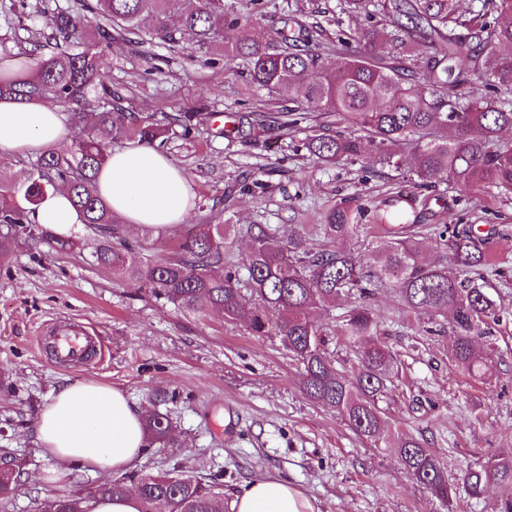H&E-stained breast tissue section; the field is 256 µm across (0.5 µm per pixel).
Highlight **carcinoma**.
I'll list each match as a JSON object with an SVG mask.
<instances>
[{
	"label": "carcinoma",
	"instance_id": "carcinoma-1",
	"mask_svg": "<svg viewBox=\"0 0 512 512\" xmlns=\"http://www.w3.org/2000/svg\"><path fill=\"white\" fill-rule=\"evenodd\" d=\"M460 0H343L342 13L373 24L356 29L354 44L328 54L312 31L289 13L263 37L231 13L224 0H83L39 12L42 28L64 48L0 67V97L43 101L66 108L73 136L45 148L35 167L20 178L0 169V260L16 243V228L51 188L68 189L82 223L98 232V264L131 284H144L158 299L199 316L212 310L243 323L254 336L280 337L303 366L300 388L311 401L333 409L349 428L375 447L393 449L413 481L441 503L462 489L478 499L491 485L505 491L502 512H512V458H493L458 478L418 438L388 432L379 402L388 391L396 357L381 340L370 315V301L395 287L416 327L429 335L448 334L450 360L463 374H492L494 350L475 341L492 334L499 320L490 293L474 281L488 263L485 240L470 224L435 225V249L442 261L422 255L416 196L410 192L382 206L343 200L322 214L325 246L314 249L302 236L286 244L268 224H250V247L235 264L225 257L235 226L196 224L176 256L151 266L119 238L117 216L100 199L96 175L112 143L136 133L153 145L169 126L134 116L112 94L100 59L115 33H140L151 41L187 44L208 56L220 51L224 64L241 61L250 83L269 92L288 88L300 111L257 117L290 128L306 112L336 115L342 129L322 128L307 136L304 148L321 163L366 156L401 175L413 189L446 184L460 194L480 188L512 197V144L500 132L512 128V0H482L478 14L464 18ZM239 27V38L224 41V27ZM428 40L431 54L418 61L414 35ZM487 95L477 102L473 88ZM361 130V137L356 131ZM35 236L58 251L77 241L58 238L42 227ZM372 235L363 260L344 243ZM245 274H240V271ZM341 296L353 304L336 324V335L355 351L352 379L336 368L324 349L327 333L312 318L319 306ZM149 444L180 446L175 426L164 413L145 417ZM20 472L0 470V512L12 502ZM124 479L34 500V512H85L93 496L126 493ZM141 512H223L219 493L191 474L158 472L139 483Z\"/></svg>",
	"mask_w": 512,
	"mask_h": 512
}]
</instances>
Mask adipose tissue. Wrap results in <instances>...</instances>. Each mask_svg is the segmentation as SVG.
I'll return each mask as SVG.
<instances>
[{
  "label": "adipose tissue",
  "instance_id": "ef3b65f1",
  "mask_svg": "<svg viewBox=\"0 0 512 512\" xmlns=\"http://www.w3.org/2000/svg\"><path fill=\"white\" fill-rule=\"evenodd\" d=\"M69 128L59 109L43 101H0V158L35 153L62 142ZM100 197L140 230L185 222L195 194L185 173L156 148L130 140L100 169ZM32 221L54 235L71 236L80 216L67 191L48 192ZM144 412L124 392L91 380L66 383L39 413L34 431L44 453L60 463L79 462L104 475L121 473L142 458ZM231 512H317L287 479L261 476L247 482Z\"/></svg>",
  "mask_w": 512,
  "mask_h": 512
}]
</instances>
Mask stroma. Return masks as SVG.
<instances>
[{
	"label": "stroma",
	"mask_w": 512,
	"mask_h": 512,
	"mask_svg": "<svg viewBox=\"0 0 512 512\" xmlns=\"http://www.w3.org/2000/svg\"><path fill=\"white\" fill-rule=\"evenodd\" d=\"M225 2L249 10L261 35L271 29L274 6L289 7L303 24L319 25L329 53L354 30L339 0H275L261 9L246 0ZM43 7L42 0H0V56L26 55L38 44L55 50L32 24ZM101 66L129 111L160 121L183 112L202 116L190 134L173 127L161 145L192 184L188 223L157 235L121 227L122 240L143 263L172 257L192 223L270 224L280 240L301 233L319 246L315 226L323 210L349 198L383 204L404 188L396 172L370 157L318 162L299 132L258 128L244 139L225 137L226 122L287 111L293 95L256 89L223 63L199 61L186 46L121 34ZM431 195L422 223L474 225L504 272L488 285L500 309L494 375L477 381L459 372L447 339L417 332L396 290L371 307L397 356L398 372L382 402L391 428L422 439L457 476L487 458L512 455V198L459 197L442 186ZM73 238L79 249L58 252L19 236L0 263V454L24 464L11 512H30L33 498L104 481L80 463L63 467L44 456L35 437L38 414L68 380L119 388L145 412L173 418L180 447L145 448L125 471L127 484L177 466L215 480L228 501L248 481L276 475L303 491L317 512H449L412 481L391 449L359 439L336 411L303 395V368L278 336L251 335L222 314L194 315L118 281L93 259V227L77 225ZM347 307L344 300L328 303L313 318L329 332L327 353L350 377L357 355L332 333ZM77 325L94 332L105 355L88 367H60L43 339Z\"/></svg>",
	"instance_id": "35a3bbf8"
}]
</instances>
